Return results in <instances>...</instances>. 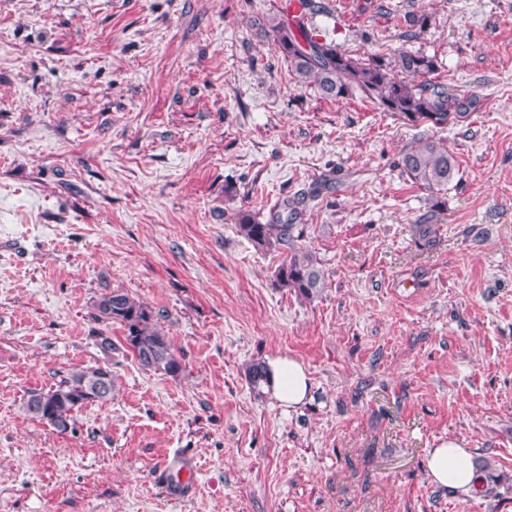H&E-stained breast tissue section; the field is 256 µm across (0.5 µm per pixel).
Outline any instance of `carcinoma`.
I'll list each match as a JSON object with an SVG mask.
<instances>
[{
  "mask_svg": "<svg viewBox=\"0 0 512 512\" xmlns=\"http://www.w3.org/2000/svg\"><path fill=\"white\" fill-rule=\"evenodd\" d=\"M300 10L269 24H261L273 37L279 50L288 57L300 81L312 84L325 98L360 95L406 122L446 125L480 108L478 97L435 79L442 68L437 56L419 50L401 49L388 56L367 60L354 58L335 44L320 40L309 31L303 18L330 13L322 0H299ZM426 12L408 16L407 38H417L428 27ZM398 166L418 186L430 192V211L444 206L440 192L448 187L456 163L448 150L431 139H420L401 152ZM302 211L288 202L273 209L267 222L241 209L236 228L241 237L256 249L267 251L293 241L295 223ZM276 283L305 299L323 288L316 258L309 252L295 253L276 270ZM94 318L118 323L124 340L140 365L164 375L177 376L183 369L169 336L157 324L158 314L147 304L119 289L101 294L93 304ZM117 383L114 376L102 377L101 367L90 366L71 373L47 391H33L25 407L28 414L59 433L74 430V413L83 406L112 401Z\"/></svg>",
  "mask_w": 512,
  "mask_h": 512,
  "instance_id": "cac0c4a2",
  "label": "carcinoma"
}]
</instances>
